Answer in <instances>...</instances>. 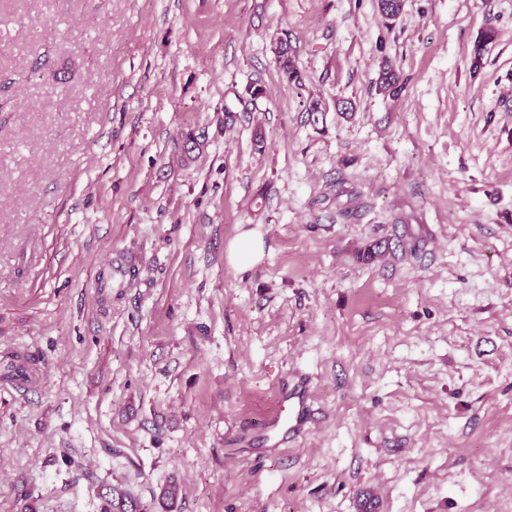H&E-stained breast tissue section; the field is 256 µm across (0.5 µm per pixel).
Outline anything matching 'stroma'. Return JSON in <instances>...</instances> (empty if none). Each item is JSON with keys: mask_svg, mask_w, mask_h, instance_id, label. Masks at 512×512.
<instances>
[{"mask_svg": "<svg viewBox=\"0 0 512 512\" xmlns=\"http://www.w3.org/2000/svg\"><path fill=\"white\" fill-rule=\"evenodd\" d=\"M15 356L0 512H512V0H0ZM277 63L288 84L299 83L301 74L295 65V49L288 37L279 39L276 48ZM264 251L263 240L251 231H244L227 248L231 264L241 270L251 267ZM288 399H295L293 403V410L291 412L288 414H273L267 419L270 448H280L284 443V435L288 434V432L300 433L306 423V397L303 394H291L286 400ZM280 434H282L281 439H279ZM101 512H151V506L144 504L121 485H112L101 492Z\"/></svg>", "mask_w": 512, "mask_h": 512, "instance_id": "obj_1", "label": "stroma"}]
</instances>
